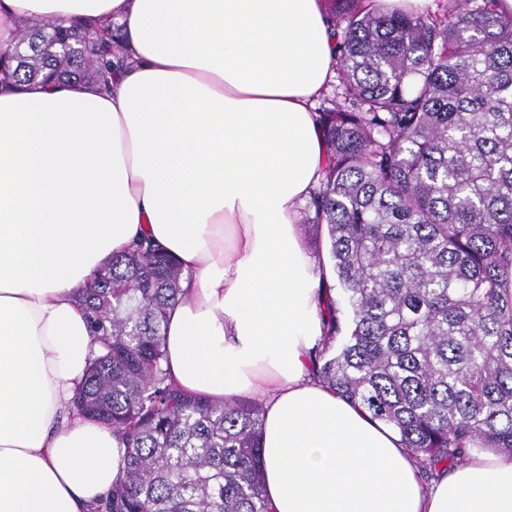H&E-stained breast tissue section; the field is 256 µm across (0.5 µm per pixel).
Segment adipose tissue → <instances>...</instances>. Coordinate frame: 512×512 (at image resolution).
Listing matches in <instances>:
<instances>
[{
	"instance_id": "obj_1",
	"label": "adipose tissue",
	"mask_w": 512,
	"mask_h": 512,
	"mask_svg": "<svg viewBox=\"0 0 512 512\" xmlns=\"http://www.w3.org/2000/svg\"><path fill=\"white\" fill-rule=\"evenodd\" d=\"M36 16L118 24L129 64L108 93L0 87V512L111 490L123 446L70 409L91 349L74 296L142 235L184 271L177 387L265 401L269 512H512V455L423 487L399 434L311 373L328 270L297 224L326 152L327 0H0V46Z\"/></svg>"
}]
</instances>
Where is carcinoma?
I'll use <instances>...</instances> for the list:
<instances>
[{
	"label": "carcinoma",
	"mask_w": 512,
	"mask_h": 512,
	"mask_svg": "<svg viewBox=\"0 0 512 512\" xmlns=\"http://www.w3.org/2000/svg\"><path fill=\"white\" fill-rule=\"evenodd\" d=\"M343 99L300 220L326 228L338 299L312 375L401 435L424 472L473 447L512 455V15L330 0ZM0 83L106 90L113 24L22 22ZM183 271L139 238L78 290L97 350L73 405L112 428L122 474L96 512H268L264 409L184 396L166 367Z\"/></svg>",
	"instance_id": "1"
}]
</instances>
